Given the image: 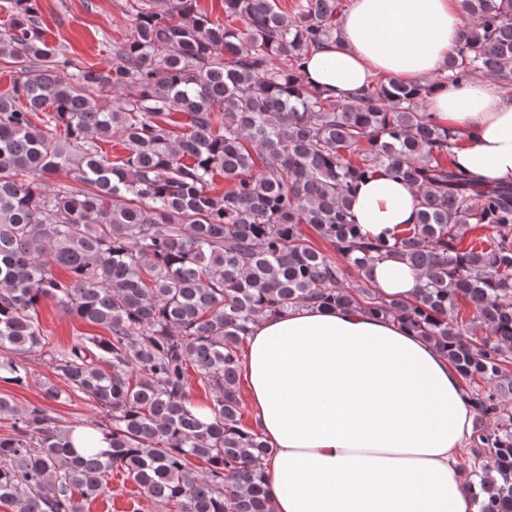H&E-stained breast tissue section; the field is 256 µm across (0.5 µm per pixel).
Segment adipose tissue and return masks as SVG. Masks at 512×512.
I'll use <instances>...</instances> for the list:
<instances>
[{"label": "adipose tissue", "instance_id": "obj_1", "mask_svg": "<svg viewBox=\"0 0 512 512\" xmlns=\"http://www.w3.org/2000/svg\"><path fill=\"white\" fill-rule=\"evenodd\" d=\"M466 27L455 0H351L341 38L311 55L308 82L339 101L375 76L422 83ZM428 108L459 132L456 163L512 180V96L490 79L434 87ZM361 233L392 238L418 220L413 189L380 173L357 189ZM381 295L413 299L418 272L383 258ZM246 398L273 452L272 512H476L459 459L475 416L447 357L399 320L304 306L261 318L247 338Z\"/></svg>", "mask_w": 512, "mask_h": 512}]
</instances>
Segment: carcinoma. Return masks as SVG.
<instances>
[{
	"mask_svg": "<svg viewBox=\"0 0 512 512\" xmlns=\"http://www.w3.org/2000/svg\"><path fill=\"white\" fill-rule=\"evenodd\" d=\"M222 3L224 23L197 0H126L134 26L107 70L49 47L36 0L0 4V374L34 375L28 358L51 344L44 300L103 327L54 363L105 412L90 428L111 436L108 451L78 454L73 427L0 396V505L84 512L119 470L174 512H272L271 445L243 422V347L259 317L314 302L397 318L461 378L484 380L468 391L469 487L478 512H512V182L455 166L459 134L419 87L377 78L340 102L308 86L303 60L338 38L342 0L292 14L277 0ZM460 3L471 25L433 84L484 73L511 92L512 0ZM114 137L125 155L111 160L98 142ZM60 170L84 188L47 193ZM381 171L419 207L390 242L365 240L352 212L356 183ZM474 224L493 235L464 247ZM385 254L419 272L414 299L378 294L367 268ZM462 306L484 337L458 321ZM193 381L210 395L207 419Z\"/></svg>",
	"mask_w": 512,
	"mask_h": 512,
	"instance_id": "carcinoma-1",
	"label": "carcinoma"
}]
</instances>
